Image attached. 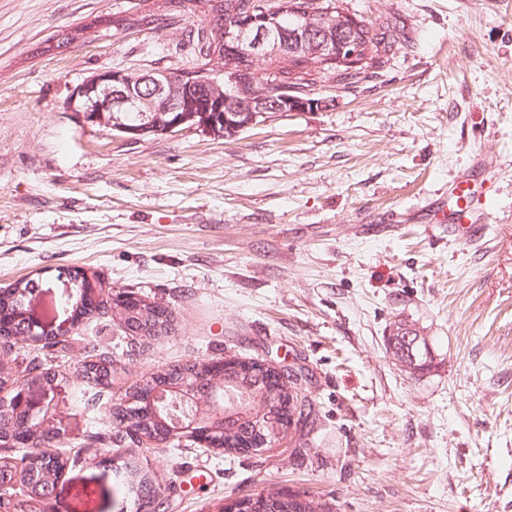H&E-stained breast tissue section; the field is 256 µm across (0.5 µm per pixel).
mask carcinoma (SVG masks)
Instances as JSON below:
<instances>
[{"instance_id": "cac0c4a2", "label": "carcinoma", "mask_w": 512, "mask_h": 512, "mask_svg": "<svg viewBox=\"0 0 512 512\" xmlns=\"http://www.w3.org/2000/svg\"><path fill=\"white\" fill-rule=\"evenodd\" d=\"M262 3L265 10L264 20L252 25V28L268 26L276 31L280 49L277 53L262 60H252L246 52L247 41L239 40V30L235 27L240 21H247L254 14L255 3ZM179 11L184 14H199L202 23L188 32V40L193 44L195 63L188 70L180 71L189 87L183 93L198 100L204 96V86L210 79L224 83L228 91H233L231 80L234 76L252 70L255 75L253 90L266 96L270 104H279L285 111H290L288 101L292 98L313 100V87L323 82L328 76H335L337 81L352 83L360 78L367 69L380 63L381 51L391 47L392 35L382 26H377L363 19H357L344 13L341 0H176ZM333 9L321 29L312 33L305 28L302 15L308 11ZM353 41L361 48L360 56L364 64L357 67L341 66L330 62L322 55L314 53L313 44L328 42L331 49L347 41ZM105 125H126L140 127L147 124L143 113L135 110L127 112L104 113ZM98 291L89 294V305L76 308L64 302L58 304L62 309H78L81 321L94 318L115 316L120 319L126 334L132 338L151 337V330L156 326L169 327L171 311L161 304L138 298L141 309L138 316L126 318L121 310L114 307L112 290L103 289L101 282H96ZM33 292L32 280L21 279L8 288L0 289V512H10L11 500L7 494L15 490L13 484L18 482L28 490L26 507H32L34 501L56 487L59 473L67 465V460L52 450L55 437L33 428L28 424L25 412L15 409L8 385L19 380V374L41 370L46 381L56 380V373L46 367L53 355L68 350L74 341L71 336L56 341L37 345L34 351H24L21 343L29 335V325L22 318L20 302L25 295ZM404 322L395 323L396 333L389 338V350L393 355L414 357L416 369L429 366V348L425 340H420L413 348L404 349L402 330ZM235 366L224 370V407L232 411L251 407L263 410L275 418L281 417L284 389L270 370H262L253 361L232 357ZM112 352L92 346L86 350L85 361L76 370V378L96 386L112 384ZM198 392L201 399L199 411H210L207 401L213 385V377L199 374ZM140 385L125 392L130 404H119L111 412L114 418L123 417L128 425L140 427L155 434L160 443L165 438L158 434V427L152 421L154 412L147 409ZM216 435L224 438L227 447L224 451L237 452L235 445L246 441L248 434L247 417L240 416L231 421L212 423ZM135 492L137 505L147 504L159 507V493L155 478L148 472L137 470L132 479L117 486L111 495ZM255 505L261 512H330V509L307 498L304 495L282 492L275 489L259 493Z\"/></svg>"}]
</instances>
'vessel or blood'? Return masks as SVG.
Returning a JSON list of instances; mask_svg holds the SVG:
<instances>
[{
    "label": "vessel or blood",
    "instance_id": "b4317fda",
    "mask_svg": "<svg viewBox=\"0 0 512 512\" xmlns=\"http://www.w3.org/2000/svg\"><path fill=\"white\" fill-rule=\"evenodd\" d=\"M493 159L476 157L469 170L462 172L457 183L450 192L441 194L429 203L430 227L436 231L448 232L449 236L468 244L482 242L490 224V213L487 209H468L461 205L460 200L469 189L471 176L478 175L484 180H492L495 175Z\"/></svg>",
    "mask_w": 512,
    "mask_h": 512
}]
</instances>
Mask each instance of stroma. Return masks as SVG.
Wrapping results in <instances>:
<instances>
[{
    "label": "stroma",
    "instance_id": "35a3bbf8",
    "mask_svg": "<svg viewBox=\"0 0 512 512\" xmlns=\"http://www.w3.org/2000/svg\"><path fill=\"white\" fill-rule=\"evenodd\" d=\"M390 26L383 66L327 79L310 112H276L232 137L187 128L130 139L70 108L94 73L192 66L197 19L147 23L169 0H0V287L35 279L52 320L80 267L169 305L146 342L119 320L81 324L50 400L61 512H135L84 494L153 471L167 512H222L269 486L332 512H512V0H345ZM94 23L89 39L62 45ZM56 43L42 53L45 42ZM496 160L483 244L391 214L447 188L474 154ZM424 336L429 372L387 351L395 320ZM117 370L95 411L75 407L85 345ZM237 356L300 372L308 418L249 454L190 443L136 453L101 442L109 410L158 367Z\"/></svg>",
    "mask_w": 512,
    "mask_h": 512
}]
</instances>
